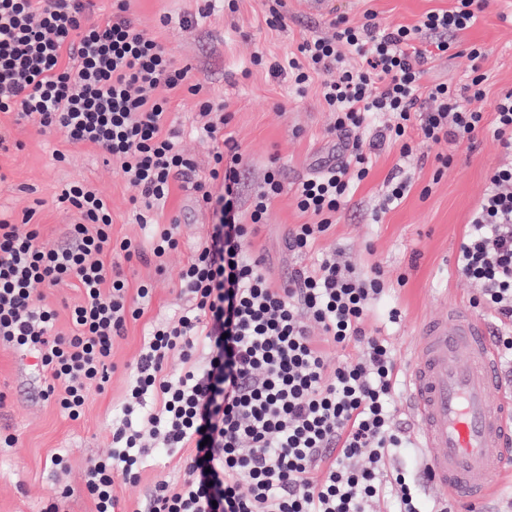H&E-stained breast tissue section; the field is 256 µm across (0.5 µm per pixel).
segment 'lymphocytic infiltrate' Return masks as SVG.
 <instances>
[{
    "mask_svg": "<svg viewBox=\"0 0 512 512\" xmlns=\"http://www.w3.org/2000/svg\"><path fill=\"white\" fill-rule=\"evenodd\" d=\"M490 4L455 0L452 9L428 12L410 27L383 25L369 9L357 22L333 18V38H305L285 61L255 52L254 63L270 74L289 73L297 94L321 78L323 105L335 115L332 131L344 140L340 162L298 183L295 204L315 221L295 225L289 250H311L330 229L382 143L400 144L409 156L412 128L428 146H471L490 121L512 155V88L498 94L492 117L461 105L465 96L484 93L482 46L467 49L473 67L464 86L422 82L428 60L456 49L458 35ZM350 53L360 65L347 61ZM161 87L199 97L207 178L195 179V162L178 150L180 131L167 98L156 94ZM203 92L189 67L139 29L130 0H112L103 15L93 0H0V112L116 161L140 192L133 201L138 223L152 227L150 251L114 241L107 199L79 183L56 195L75 220L55 246L42 243L34 211L21 220L29 226L23 234L21 222L0 212V347L35 352L43 399L79 419L89 390H105L110 380L114 339L150 301L149 286L131 287L130 272L181 245L177 220L159 223L157 211L175 182H184L214 222L179 273V314L151 325L144 338L111 424V456L86 473L95 512H117L115 477L138 480L144 462L161 452L178 456L179 475L154 484L144 512H371L388 494L397 512H420L423 474L387 472L406 435L394 423L395 354L368 325L385 292L379 267L359 272L326 253L314 268L293 270L274 286L250 246L282 183L269 171L241 213L242 156L224 135L231 114ZM379 112L393 123L363 140L360 129ZM487 182L456 268L477 286L473 307L512 320V165L492 170ZM61 286L81 292L65 333L56 331L57 312L41 294ZM311 322L321 327L322 341L309 336ZM331 346H352L361 356L332 367ZM174 353L183 363L176 375L167 370Z\"/></svg>",
    "mask_w": 512,
    "mask_h": 512,
    "instance_id": "lymphocytic-infiltrate-1",
    "label": "lymphocytic infiltrate"
}]
</instances>
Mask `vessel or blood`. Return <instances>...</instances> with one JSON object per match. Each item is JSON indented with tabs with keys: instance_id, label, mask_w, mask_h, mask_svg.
Instances as JSON below:
<instances>
[{
	"instance_id": "1",
	"label": "vessel or blood",
	"mask_w": 512,
	"mask_h": 512,
	"mask_svg": "<svg viewBox=\"0 0 512 512\" xmlns=\"http://www.w3.org/2000/svg\"><path fill=\"white\" fill-rule=\"evenodd\" d=\"M406 382L428 485L485 512L512 466V379L486 322L456 303L424 322Z\"/></svg>"
}]
</instances>
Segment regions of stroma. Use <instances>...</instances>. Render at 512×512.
I'll return each instance as SVG.
<instances>
[{"label": "stroma", "mask_w": 512, "mask_h": 512, "mask_svg": "<svg viewBox=\"0 0 512 512\" xmlns=\"http://www.w3.org/2000/svg\"><path fill=\"white\" fill-rule=\"evenodd\" d=\"M452 6L453 0H335L334 12L356 20L371 9L383 23L412 26L426 13ZM131 12L139 27L160 41L177 64L189 66L202 80L207 98L228 104L232 118L225 133L242 155V198H249L269 167L278 169L283 191L273 200L266 224L252 243L273 283L281 284L291 268L316 265L326 252L362 271L379 266L386 292L374 303L370 322L389 341L399 371H406L419 326L440 316L445 302L468 305L475 292L474 284L456 271L459 246L487 174L512 162L492 127H485L471 149L444 141L404 157L399 145L385 144L335 224L314 249L295 254L286 248L288 232L313 218L297 210L294 191L301 179L337 161L342 143L330 132L334 116L323 107L318 84L296 95L288 75L271 76L252 59L261 50L268 58L282 60L304 37H331L334 30L328 18L292 9L285 26L273 27L264 19L260 0H238L233 12L225 10L224 0H131ZM458 41L460 54L429 60L423 82L466 83L471 74L466 49L481 45L486 50L481 62L487 77L485 96L468 101L467 106L492 114L497 94L512 87V0H492ZM166 97L180 130L178 146L194 158L196 178H205L208 150L200 136L198 100L180 91L167 92ZM0 126L10 130L14 143L0 153V172L5 175L0 181V204L17 214L38 206L46 245L57 243L66 224L73 221L72 214L55 201L66 183L94 186L107 198L113 238L149 245L151 228L137 222L131 203L136 190L121 178L115 163L92 147L38 135L30 126L15 124L9 113L0 112ZM57 150L65 153V161H55ZM442 156L451 159L444 169L438 163ZM399 170L412 182L409 195L374 218L389 176ZM173 218L180 222L182 245L168 256L165 273H157L150 262L136 265L131 273V285H151L149 308L114 341L110 381L105 391L91 390L80 419L68 418L53 402L39 397L42 382L33 354L0 348V429L18 437L15 447H0V512H41L61 486L71 490L67 512H94L84 490L85 470L111 453L109 424L121 412L128 369L138 357L149 323L178 313L181 303L174 290L179 272L211 222L210 214L179 186L160 212L161 222ZM394 308L401 317L392 324L388 313ZM57 453L64 455V467L53 465ZM175 465V459L161 453L148 460L138 482L115 478L112 493L121 512H139L155 482L174 474Z\"/></svg>", "instance_id": "1"}]
</instances>
